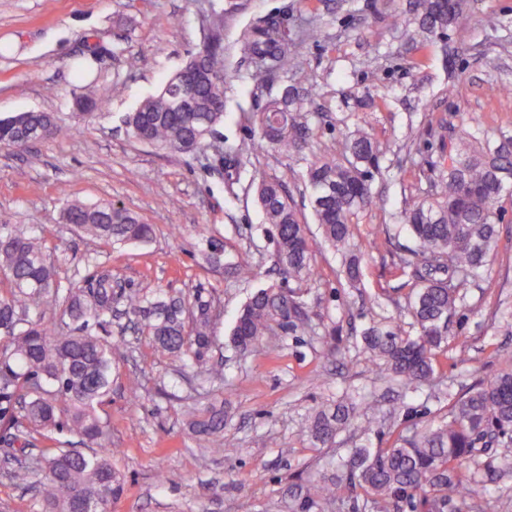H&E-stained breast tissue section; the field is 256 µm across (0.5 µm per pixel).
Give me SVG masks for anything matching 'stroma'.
I'll use <instances>...</instances> for the list:
<instances>
[{
  "label": "stroma",
  "instance_id": "stroma-1",
  "mask_svg": "<svg viewBox=\"0 0 512 512\" xmlns=\"http://www.w3.org/2000/svg\"><path fill=\"white\" fill-rule=\"evenodd\" d=\"M408 0H0V118L37 110L52 113L64 135L22 146H0V224L41 238L62 283H84L109 271L140 292L202 293L219 300L223 315L212 353L224 362L217 400L229 407L225 439L234 456L199 447L187 428L198 398L175 362L137 337L125 317L110 334L136 342L135 360L119 365L112 394L100 408L108 422L106 445L118 449L114 466L125 491L109 512H292L307 477L328 472L346 448L365 442L382 448L397 434L444 418L455 394L477 377L496 373L512 354V202L505 205L498 246L482 278L467 288L453 318L448 351L436 382L412 391L377 377L360 341L368 324L389 317L411 322L410 287L395 274L406 231H393L389 250L369 243L382 236L403 197L418 195L410 172L391 159L376 185L385 209L361 215L355 241L364 255L360 289L337 273L333 251L322 244L303 182L289 183L314 257V276L303 290L315 332L285 336L247 356L229 346L236 315L253 289L282 282L276 243L258 208L250 172L228 184L214 151L188 157L133 138L123 117L156 94L219 27L230 54L219 141L246 138V117L267 94L249 79L250 68L232 53L240 31L261 17L279 18L302 39L299 67L289 82L311 89L325 120L313 127L314 149L336 152L356 97L370 85L390 105L359 111L363 125L392 147L410 145L418 164L436 148L410 141L422 115L446 128L471 120L490 132L512 133V0H470L468 37H449L451 60L408 50L394 28ZM317 18L306 36L303 19ZM108 89L106 109L78 111L76 96ZM81 179H73L74 171ZM177 199L174 208L167 199ZM125 207L153 227L148 242L113 246L76 231L61 219L68 200ZM220 260L205 263L212 246ZM249 260L251 280L235 278L231 263ZM139 385V401L129 388ZM367 404L380 435L342 432L333 446L313 445L302 421L341 395ZM480 512H512V474L486 477L473 497Z\"/></svg>",
  "mask_w": 512,
  "mask_h": 512
}]
</instances>
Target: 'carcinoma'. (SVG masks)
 Masks as SVG:
<instances>
[{"instance_id": "cac0c4a2", "label": "carcinoma", "mask_w": 512, "mask_h": 512, "mask_svg": "<svg viewBox=\"0 0 512 512\" xmlns=\"http://www.w3.org/2000/svg\"><path fill=\"white\" fill-rule=\"evenodd\" d=\"M468 0H410V17L401 22V38L414 51L440 48L448 55V31L461 37ZM220 30L213 28L189 63L203 80L191 93L189 112L173 111V99L161 90L124 117L128 132L140 142L180 154L213 147L209 136L224 122L226 66ZM300 43L288 37L282 22L261 18L243 28L236 42L239 58L252 65L260 87L278 86L262 109L247 116L253 134L225 148L228 170L250 167L257 202L276 239L282 274L297 282L314 276L307 228L287 193L288 181L302 175L309 203L325 243L339 260V275L350 288L362 282V257L355 243V220L386 200L374 189L382 163L391 152L355 124L341 134L336 155L308 158L313 120L320 116L308 92L288 83L298 66ZM23 126H41L45 137L62 133L46 112H21L0 119V144H26ZM448 164L418 167L426 184L423 196L400 212L414 245L398 255L396 269L410 275L409 305L415 335L395 321L373 324L361 333L364 348L380 374L416 390L433 381L436 357L448 347V329L463 292L494 256L503 202L512 199V136L493 138L480 122L460 126L450 138H439ZM273 151L304 164L288 166L268 180L257 166L258 154ZM63 219L113 245L146 242L152 227L111 203H70ZM0 270L10 288L0 292V424L22 441L21 456L5 477L31 486L44 512H108L124 492V479L112 465L121 453L107 448L99 408L112 392L116 360L126 359L124 339L102 336L115 304L123 303L141 335L180 363L181 370L211 388L224 384V373L209 363L208 353L220 311L198 292L152 295L120 288L111 272L92 276L81 286L62 285L40 240L0 225ZM63 307L64 327L46 321L53 305ZM312 331L303 295L279 284L257 289L241 306L230 333L233 349L244 355L279 333L303 336ZM191 413L189 429L203 447L221 455L235 452L224 439L227 412L209 400ZM364 432L376 423L358 416L355 404L342 400L308 415L302 433L315 445L335 442L346 428ZM55 430L81 439L91 451L77 452L52 436ZM512 445V358L496 374L479 378L452 403L448 419L407 435L386 448L361 445L333 467L331 476L309 477L310 494L300 501L331 505L336 490L362 491L351 500L352 512L373 504L387 512L400 500L420 512H446L452 497L464 501L475 493L481 476L476 450L485 438ZM52 445L38 454L26 451L37 440Z\"/></svg>"}]
</instances>
